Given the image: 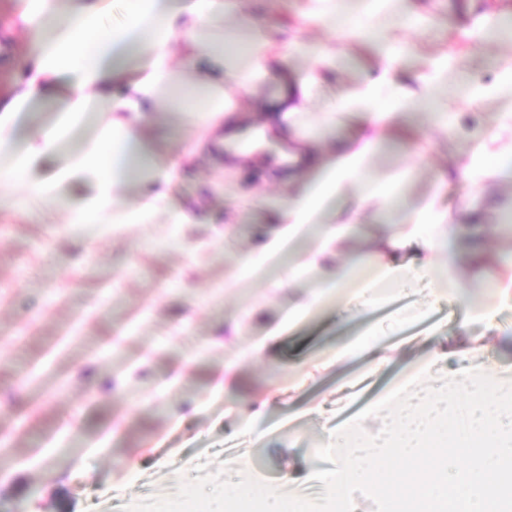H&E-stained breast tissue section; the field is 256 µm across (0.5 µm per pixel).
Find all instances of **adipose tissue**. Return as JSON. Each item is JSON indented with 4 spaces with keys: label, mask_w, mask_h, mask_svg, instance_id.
I'll return each mask as SVG.
<instances>
[{
    "label": "adipose tissue",
    "mask_w": 512,
    "mask_h": 512,
    "mask_svg": "<svg viewBox=\"0 0 512 512\" xmlns=\"http://www.w3.org/2000/svg\"><path fill=\"white\" fill-rule=\"evenodd\" d=\"M124 2L127 20L113 25V0H15L11 26L28 37L30 46L18 58L16 86L0 97V211L17 210L33 197L68 208L73 224H143L159 213L166 214L168 223H186L187 214L169 205L180 171L202 143L224 146L238 139L237 95L265 85L293 54L313 60L316 68L300 78L281 76L278 93L264 106L261 131L287 137L290 169L281 180L298 191L277 211L272 236L241 265L242 271L253 272L287 254V264L273 280L278 286L332 254L362 224L372 201L387 205L394 199L398 182L364 183L360 177L407 112L428 110L434 125L452 139L458 132V118L448 112L452 100L478 104L504 97L512 103V67L485 83L461 72L460 54L445 52L431 57L423 72L407 71L410 49L390 39L388 21L399 13L411 18L417 30L428 31L430 17L413 10L411 0H355L364 21L348 28L339 25L346 0H306L305 24L370 43L376 50L375 76L327 108L331 114L355 113L361 128L338 144L334 159L325 163L297 125L325 73L336 67V56L324 42L297 36L281 43L278 29L245 11L246 0ZM450 72L457 73V81L442 85V76ZM180 101L190 104L191 136L180 156H155L148 141L165 139L166 130L158 125L144 133V122L162 104ZM36 104L58 107L61 116L16 147L17 118ZM84 124L94 129L84 148L44 172L46 159L60 153L71 131ZM504 131L512 132V106L471 134L466 153L438 174L436 196L402 210L400 230L386 232L369 251L338 266L333 281L289 310L283 325L294 324L329 297L344 307L377 305L379 285H403L424 275L432 277L437 295L456 298V248L466 232L449 222L438 196L454 181L479 186L491 160L506 161L499 144ZM133 176L141 191L130 202L122 195ZM76 183L86 184L90 192L73 203L68 191ZM327 211L333 220L325 224L321 217ZM443 252L447 263L435 265ZM363 357L370 373L388 367L390 358L377 333L337 348L332 362Z\"/></svg>",
    "instance_id": "1"
}]
</instances>
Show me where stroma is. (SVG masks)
Listing matches in <instances>:
<instances>
[{"instance_id": "obj_1", "label": "stroma", "mask_w": 512, "mask_h": 512, "mask_svg": "<svg viewBox=\"0 0 512 512\" xmlns=\"http://www.w3.org/2000/svg\"><path fill=\"white\" fill-rule=\"evenodd\" d=\"M441 27L423 40L408 18L391 34L415 48L421 69L440 49L463 52L462 66L483 81L512 62V43L477 44L471 23L485 12L512 13V0H425ZM302 0H251L271 24L303 28ZM14 0H0V95L17 78L25 37L7 26ZM338 54L341 91L370 78L375 52L303 28ZM467 137L448 145L434 127L406 115L399 130L367 164L363 181L405 178L396 196L410 206L434 188L435 170L462 153ZM281 140L268 137L244 174L224 157L197 154L183 173L173 204L196 224H126L87 238L72 232L65 213L37 200L0 214V512H120L121 507L175 493L179 481L212 473L231 481L247 475L292 495L320 497L311 480L329 464L314 454L324 430L349 420L392 390L408 371H426V385L465 366L462 354L512 368V305L497 302L496 271L468 273L459 301L437 298L429 279L406 286L374 308L348 317L335 307L284 329L260 355L248 348L315 288L329 271L270 289L258 275L237 286L225 279L273 230V211L288 202L278 181ZM263 196V207L225 224L238 188ZM390 223L386 208L369 210L357 234L339 248L340 261L366 250ZM495 305L499 333L479 322L459 324L471 304ZM384 331L387 370L368 374L363 361L323 367L336 341L367 329ZM238 358L224 391L214 385L225 360Z\"/></svg>"}]
</instances>
